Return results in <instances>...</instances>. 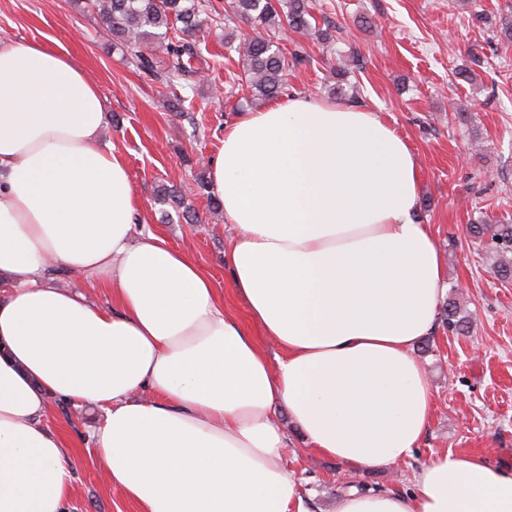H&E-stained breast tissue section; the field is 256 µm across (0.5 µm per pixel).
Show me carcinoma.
Instances as JSON below:
<instances>
[{
    "instance_id": "obj_1",
    "label": "carcinoma",
    "mask_w": 512,
    "mask_h": 512,
    "mask_svg": "<svg viewBox=\"0 0 512 512\" xmlns=\"http://www.w3.org/2000/svg\"><path fill=\"white\" fill-rule=\"evenodd\" d=\"M93 6L112 32L114 45L137 59L141 68L151 69L150 55L158 49L165 51L167 76L172 82L187 81L197 72L192 63L200 54L198 38L219 15L211 0H94ZM312 9L309 0H225L224 19H245L259 29L256 38L244 39L235 47L242 72L230 74L229 82L241 81L265 99L281 96L288 69L307 59L300 43L291 51L280 47L286 32L316 36L324 43L332 40L327 30L317 28ZM351 73L352 65L342 59L332 65V93L336 97L353 98ZM156 200L173 208L182 204L179 190L164 184L158 186ZM468 233L479 240L491 236L496 246L492 271L501 280H511L512 224L492 225L480 220L468 226ZM443 317L448 329L464 330L466 321L457 299H448Z\"/></svg>"
}]
</instances>
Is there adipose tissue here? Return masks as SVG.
Instances as JSON below:
<instances>
[{"instance_id": "ef3b65f1", "label": "adipose tissue", "mask_w": 512, "mask_h": 512, "mask_svg": "<svg viewBox=\"0 0 512 512\" xmlns=\"http://www.w3.org/2000/svg\"><path fill=\"white\" fill-rule=\"evenodd\" d=\"M106 103L40 41L0 42V512H68L75 461L51 400L94 406L105 482L138 512H304L284 463L287 408L350 472L411 458L433 391L416 343L445 289L420 170L375 112L285 96L224 128L209 187L230 224L231 284L275 357L213 281L141 221ZM103 281L111 306L47 268ZM337 512H512V470L439 453L415 490L350 491Z\"/></svg>"}]
</instances>
